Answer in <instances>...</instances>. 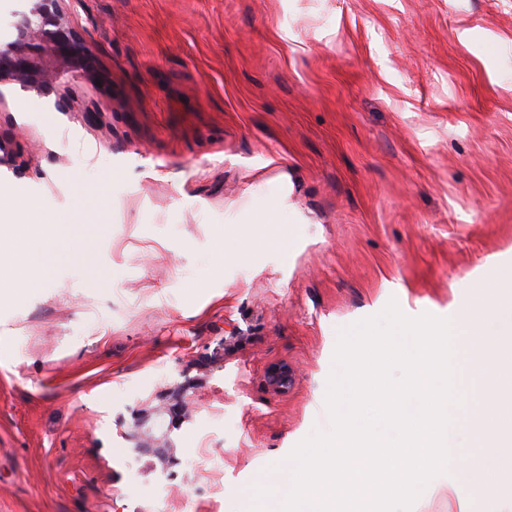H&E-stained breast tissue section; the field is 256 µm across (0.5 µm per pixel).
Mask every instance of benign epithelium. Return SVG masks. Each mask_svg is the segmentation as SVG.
<instances>
[{
	"label": "benign epithelium",
	"instance_id": "1",
	"mask_svg": "<svg viewBox=\"0 0 512 512\" xmlns=\"http://www.w3.org/2000/svg\"><path fill=\"white\" fill-rule=\"evenodd\" d=\"M63 0H31L14 14L13 35L0 44V83L11 81L25 89L47 94L59 89L67 76L90 77L98 71L94 51L66 19ZM286 364L271 366L266 378L285 390L292 381Z\"/></svg>",
	"mask_w": 512,
	"mask_h": 512
}]
</instances>
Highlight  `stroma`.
Instances as JSON below:
<instances>
[{"label": "stroma", "mask_w": 512, "mask_h": 512, "mask_svg": "<svg viewBox=\"0 0 512 512\" xmlns=\"http://www.w3.org/2000/svg\"><path fill=\"white\" fill-rule=\"evenodd\" d=\"M64 8L101 78L60 113L0 84V184L57 220L89 207L108 279L74 259L0 294V512H278L287 456L331 427L341 330L392 299L512 302V0ZM283 172L303 220L260 223ZM283 232L285 258L216 251ZM471 343L492 420L512 334Z\"/></svg>", "instance_id": "obj_1"}]
</instances>
